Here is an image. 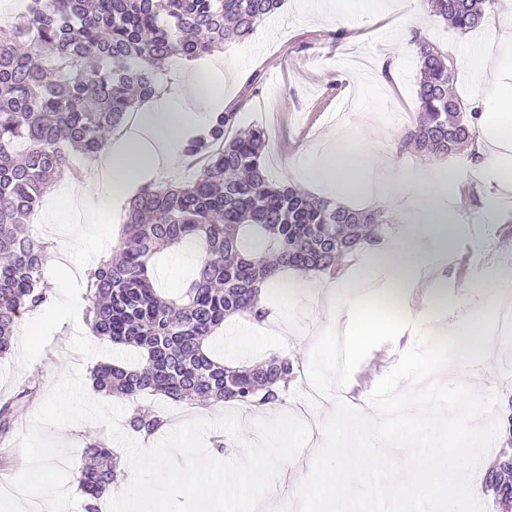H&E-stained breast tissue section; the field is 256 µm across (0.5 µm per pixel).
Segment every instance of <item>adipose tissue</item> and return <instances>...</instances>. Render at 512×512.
I'll list each match as a JSON object with an SVG mask.
<instances>
[{"label":"adipose tissue","instance_id":"ef3b65f1","mask_svg":"<svg viewBox=\"0 0 512 512\" xmlns=\"http://www.w3.org/2000/svg\"><path fill=\"white\" fill-rule=\"evenodd\" d=\"M182 70V80L166 85L149 110L140 114L135 126L106 140L89 180L77 193L66 197V205L86 222L98 223L103 207L124 206L146 180L161 179L178 169L183 163L180 143L190 134L203 131L210 114L223 109L222 59L206 66L187 60ZM482 138L497 148L496 153L485 154V163L498 166L502 173L512 172V116L494 119L485 126ZM377 145V139L368 133L359 139L338 133L325 137L303 154V178L311 186L340 184L382 204L402 200L407 223L428 225L439 251L453 249L459 230L455 207L460 183L440 167L428 169L418 181L397 174L389 156L380 152ZM433 273L423 242L416 236H407L392 246L367 249L361 277L347 282L341 298H327L324 304L327 318L334 326L344 328L347 350L357 349L387 331L381 318L364 312V303L402 292ZM481 281L483 298L471 313L468 327H453L451 333L476 337L480 348L488 350L492 347L490 321L500 301L504 277L495 268L484 272ZM492 397L490 388L471 383L458 410L444 415L418 406L414 413L431 424L444 417L456 422L466 440L473 431V407ZM466 461L462 453L438 462L414 451L409 467L403 468L401 474L406 479L416 470L444 474L449 494L456 495L470 489L461 477Z\"/></svg>","mask_w":512,"mask_h":512}]
</instances>
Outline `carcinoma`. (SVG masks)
I'll return each mask as SVG.
<instances>
[{
  "label": "carcinoma",
  "mask_w": 512,
  "mask_h": 512,
  "mask_svg": "<svg viewBox=\"0 0 512 512\" xmlns=\"http://www.w3.org/2000/svg\"><path fill=\"white\" fill-rule=\"evenodd\" d=\"M435 20L461 34L480 27L495 0H425ZM282 0H29L22 20L0 29V358L12 351L22 311L47 300L42 270L48 246L25 230L51 182L69 171V154L97 155L109 133L158 91L159 75L241 41ZM410 43L420 69L419 122L403 147L424 157L458 155L474 142L480 112L463 111L453 91L458 65L422 32ZM237 112L212 115L208 130L181 148L206 164L184 184L144 187L129 203L118 256L90 279L88 309L97 336L135 348V367L99 364L92 388L129 401L127 425L149 439L166 420L137 404L144 393L208 407L262 409L285 402L299 363L273 355L226 363L209 341L239 316L261 322L260 285L286 270L338 277L347 260L380 239V209L355 210L274 180L266 168L265 131L234 130ZM193 241L205 251L184 291L154 288L161 251ZM501 448L483 491L512 502V400ZM78 477L84 512H100L123 478L117 453L99 441L85 449Z\"/></svg>",
  "instance_id": "obj_1"
}]
</instances>
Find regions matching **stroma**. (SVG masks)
<instances>
[{
    "instance_id": "1",
    "label": "stroma",
    "mask_w": 512,
    "mask_h": 512,
    "mask_svg": "<svg viewBox=\"0 0 512 512\" xmlns=\"http://www.w3.org/2000/svg\"><path fill=\"white\" fill-rule=\"evenodd\" d=\"M393 12L373 14L369 0H341L329 16L302 15L298 0H284L277 12L245 42H229L224 47L225 94L230 108L238 112L237 126H258L268 136L267 161L279 181L301 185L299 159L304 151L335 132L352 135L374 132L393 157L397 168L411 173L426 165V158L401 150L406 128L418 116L416 78L418 63L408 40L412 30H420L448 51L459 62L456 91L467 107L479 108L483 115L511 109L505 101L512 93V68L500 67L496 55H488L494 70L493 82L474 73L463 60L482 44V31L500 39L512 28V0H497L488 12L482 31L459 34L433 21L424 0H394ZM343 38H336L337 30ZM388 63L389 78H382L379 63ZM443 167L459 181L470 184V197L461 205L463 228L455 251L441 262L439 282H426L409 289L404 297V315L421 320L424 328L444 335L445 324L465 322L476 299L477 277L493 266L496 254L512 257V234L490 232V219L512 218V193L503 191L492 168L481 159L456 155L444 159ZM34 234L49 246V258L42 275L50 289V301L25 312L20 334L35 339L32 351L15 343L11 354L0 359V403L30 389L28 402L18 423L0 433V483L10 482L24 467L16 444L19 434L47 397L55 377L78 365L90 371L104 362L138 363L134 348L100 340L91 330L87 317L88 274L95 261L78 263L71 248L76 233L73 224L44 220ZM187 257L177 269H170L173 251L160 253L154 263L156 281L163 293L172 295L184 287L194 272L189 255H202V247L185 248ZM321 298L286 301L275 296L272 312L287 315L298 327L295 335L277 337L253 323H225L212 338L211 348L227 362L260 361L283 354L307 367L309 354L318 335L327 327L320 313ZM413 330H404L396 341L377 346L354 371L352 383L361 384L360 401H367L378 380L396 364L400 353L413 345ZM512 357V340L493 349L490 367L479 376L494 388L495 395L486 419L476 426L473 464L469 482L481 489L485 469L500 448L501 407L512 398V367L504 366L503 356ZM57 436L72 448L70 476H77L83 465V448L107 439L104 427L81 423L58 430Z\"/></svg>"
}]
</instances>
